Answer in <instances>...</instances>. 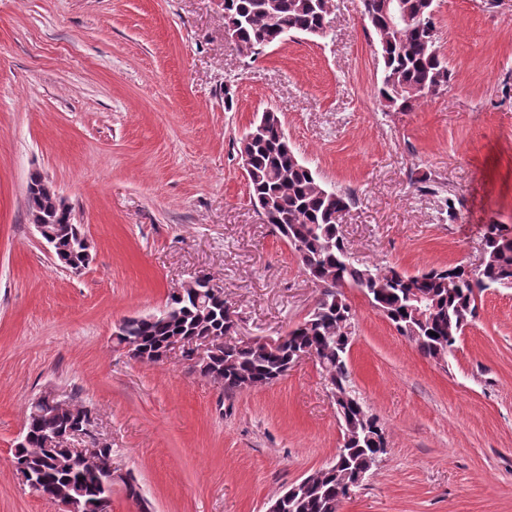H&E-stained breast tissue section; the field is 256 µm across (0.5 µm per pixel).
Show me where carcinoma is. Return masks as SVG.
<instances>
[{
	"instance_id": "1",
	"label": "carcinoma",
	"mask_w": 512,
	"mask_h": 512,
	"mask_svg": "<svg viewBox=\"0 0 512 512\" xmlns=\"http://www.w3.org/2000/svg\"><path fill=\"white\" fill-rule=\"evenodd\" d=\"M389 2L362 0L363 20L375 37L382 64L380 102L396 112H410L422 99L448 89L451 69L437 46L434 0H398L411 23L396 26ZM328 21L323 0H224V26L233 27L239 44L259 51L290 34H324ZM239 152L253 206L264 223L294 249L305 274L320 291L312 310L288 332V342L281 348L267 351L238 340L212 350L200 367L225 393L233 394L276 382V376L291 367L296 353L315 352L335 391L345 442L333 469L316 472L304 490L282 500V512H339L347 489L364 485L375 465L372 456L387 447L386 429L379 419H374L375 429L369 435L357 426V417L366 408L350 390L348 352L354 313L345 289L361 292L424 357L445 362L476 318L478 296L495 286H512V231L501 224L485 226L483 261L475 269L456 265L408 274L393 267L359 266L349 258L339 224L352 194L322 186L318 174L290 147L278 112H269L241 140ZM42 183L40 173L31 174L28 213L51 219L46 229L62 245L56 259L78 272L90 257L70 244L71 210L55 208ZM236 334L224 298L209 294L199 284L169 294L164 306L153 313L123 319L113 339L119 345L140 343L146 351L144 361L157 363L173 337L220 340ZM64 419L56 406L33 399L25 421L26 441L16 449V463L39 473L58 494L75 499L77 512H103L101 502L107 493L92 469L64 445L70 435L52 447L45 445L47 435L60 428Z\"/></svg>"
}]
</instances>
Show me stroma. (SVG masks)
Returning <instances> with one entry per match:
<instances>
[{"label": "stroma", "mask_w": 512, "mask_h": 512, "mask_svg": "<svg viewBox=\"0 0 512 512\" xmlns=\"http://www.w3.org/2000/svg\"><path fill=\"white\" fill-rule=\"evenodd\" d=\"M335 3L327 38L250 58L225 40L224 0H0V512H60L13 458L48 390L94 410L69 447L111 445L151 512H266L341 448L314 359L227 394L112 339L199 275L245 337L286 335L312 309L318 288L250 201L239 146L262 112L326 187L353 191L340 224L358 265L474 267L485 226H512V0H434L453 79L410 112L378 98L362 0ZM36 171L89 240L81 273L29 222ZM347 296L351 384L388 452L340 512H512V288L481 294L444 363Z\"/></svg>", "instance_id": "stroma-1"}]
</instances>
